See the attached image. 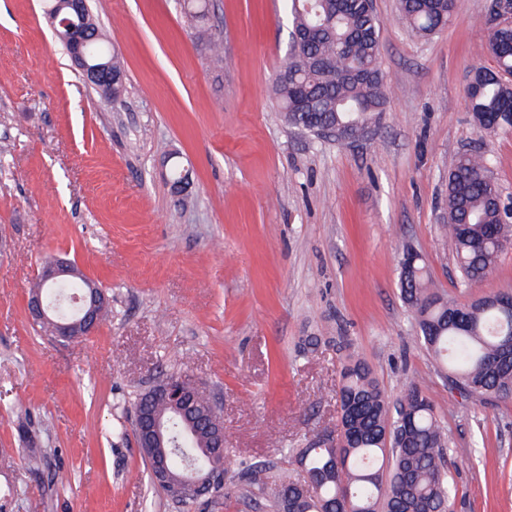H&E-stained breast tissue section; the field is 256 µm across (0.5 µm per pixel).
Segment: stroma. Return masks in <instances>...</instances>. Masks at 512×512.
I'll use <instances>...</instances> for the list:
<instances>
[{
  "instance_id": "1",
  "label": "stroma",
  "mask_w": 512,
  "mask_h": 512,
  "mask_svg": "<svg viewBox=\"0 0 512 512\" xmlns=\"http://www.w3.org/2000/svg\"><path fill=\"white\" fill-rule=\"evenodd\" d=\"M183 4L89 0L124 62L108 102L73 68L47 0H0V512H255L258 483L296 474L288 449L335 443L351 358L389 394L415 383L434 403L453 512H512V400L452 389L400 295L407 250L446 297L512 289V245L468 288L442 231L462 152H486L512 196V131L477 130L465 101L471 69L493 65L489 0H456L430 37L399 22L398 0H374L387 97L347 147L288 126L274 99L284 0H206L219 57ZM174 161L191 172L180 195ZM53 258L112 307L71 343L27 311ZM179 374L224 417L228 502L182 505L150 483L133 403Z\"/></svg>"
}]
</instances>
